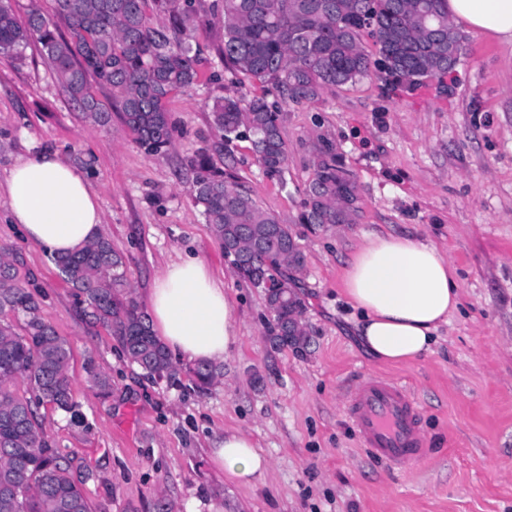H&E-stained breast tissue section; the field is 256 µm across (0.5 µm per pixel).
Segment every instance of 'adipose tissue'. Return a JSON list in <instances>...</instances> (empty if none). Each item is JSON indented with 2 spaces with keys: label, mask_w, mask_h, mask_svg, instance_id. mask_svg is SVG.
<instances>
[{
  "label": "adipose tissue",
  "mask_w": 512,
  "mask_h": 512,
  "mask_svg": "<svg viewBox=\"0 0 512 512\" xmlns=\"http://www.w3.org/2000/svg\"><path fill=\"white\" fill-rule=\"evenodd\" d=\"M448 17L470 32L512 41V0H448ZM10 223L49 254L74 252L101 232L102 213L84 174L56 155L21 158L0 183ZM344 291L361 314L358 338L379 362L419 359L460 303L455 270L435 245L369 236L345 266ZM153 332L176 358L225 360L237 344L234 307L201 260L187 256L155 278L147 300ZM215 463L232 481L262 473L267 461L249 434L224 435Z\"/></svg>",
  "instance_id": "adipose-tissue-1"
}]
</instances>
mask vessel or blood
Wrapping results in <instances>:
<instances>
[{
	"mask_svg": "<svg viewBox=\"0 0 512 512\" xmlns=\"http://www.w3.org/2000/svg\"><path fill=\"white\" fill-rule=\"evenodd\" d=\"M347 411L362 447L374 457L398 469L431 460L421 408L407 385L384 377L363 379L351 392Z\"/></svg>",
	"mask_w": 512,
	"mask_h": 512,
	"instance_id": "vessel-or-blood-1",
	"label": "vessel or blood"
}]
</instances>
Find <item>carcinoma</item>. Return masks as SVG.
Wrapping results in <instances>:
<instances>
[{"label":"carcinoma","instance_id":"cac0c4a2","mask_svg":"<svg viewBox=\"0 0 512 512\" xmlns=\"http://www.w3.org/2000/svg\"><path fill=\"white\" fill-rule=\"evenodd\" d=\"M52 13L53 22L33 7L22 23L13 6L0 7V55L20 61L36 39L83 117L98 125L110 119L92 79L109 90L123 123L151 155L171 146L168 103L198 80L206 58L194 33L204 17L217 16L228 80L254 78L262 94L216 99L211 125L227 145L248 139L266 174L279 179L288 160L282 105L312 101L327 87L371 75L408 89L429 78L441 82L449 72L448 43L462 47L465 40L448 19L446 0H52ZM366 36L376 60L363 45ZM187 170L193 201L236 272L264 291L273 315L272 345L304 348L303 302L289 284L304 256L289 226L238 182L221 149H199ZM356 202L352 174L332 148H321L301 223L348 224ZM52 260L86 318L107 328L127 359L147 377L176 381L171 355L133 299L124 258L107 238ZM32 287L33 278L1 251L0 314L22 316L24 334L0 320V512H90L70 475L72 459L51 448L39 413L49 405L79 418L70 392L71 346L43 319ZM85 372L100 394H109L110 378L93 359ZM189 373L200 392L219 377L211 363H198ZM20 382L27 385L22 393Z\"/></svg>","mask_w":512,"mask_h":512}]
</instances>
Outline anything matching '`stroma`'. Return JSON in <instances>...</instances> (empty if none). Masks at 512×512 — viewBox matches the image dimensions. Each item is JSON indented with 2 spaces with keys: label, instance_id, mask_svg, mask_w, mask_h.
I'll list each match as a JSON object with an SVG mask.
<instances>
[{
  "label": "stroma",
  "instance_id": "1",
  "mask_svg": "<svg viewBox=\"0 0 512 512\" xmlns=\"http://www.w3.org/2000/svg\"><path fill=\"white\" fill-rule=\"evenodd\" d=\"M211 51L199 82L169 103L166 155H148L113 115L83 118L38 43L23 61L0 59V179L41 152L84 170L102 212L101 233L123 255L132 295L147 292L180 253L201 259L233 302L239 340L207 392L144 377L117 342L83 315L50 255L22 241L0 215V248L33 273L41 315L71 345V392L80 419L43 410L49 442L72 455L91 512H512V43L467 35L454 72L414 90L376 78L324 89L282 109L284 179L268 177L248 140L231 144L234 169L258 203L289 224L304 255V351L274 348L261 289L236 272L189 192L185 160L219 142L215 99L259 95V83L224 79V29L198 30ZM333 148L352 173L358 210L349 224L300 221L314 162ZM370 234L413 236L443 250L460 306L431 354L373 361L356 340L342 285L347 260ZM112 380L101 396L86 357ZM408 384L422 408L431 462L402 471L362 448L346 407L362 379ZM251 434L265 474L231 482L212 459L225 432Z\"/></svg>",
  "mask_w": 512,
  "mask_h": 512
}]
</instances>
